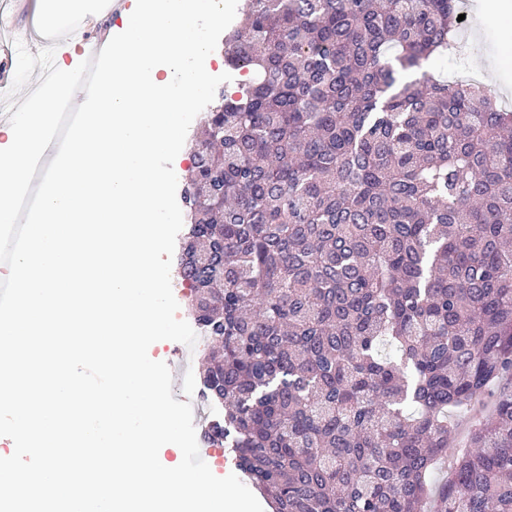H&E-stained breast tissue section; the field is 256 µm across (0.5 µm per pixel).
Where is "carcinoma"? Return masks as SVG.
<instances>
[{
    "instance_id": "carcinoma-1",
    "label": "carcinoma",
    "mask_w": 512,
    "mask_h": 512,
    "mask_svg": "<svg viewBox=\"0 0 512 512\" xmlns=\"http://www.w3.org/2000/svg\"><path fill=\"white\" fill-rule=\"evenodd\" d=\"M458 0H247L178 276L271 512H512V110L425 70ZM492 397L448 476L452 416Z\"/></svg>"
}]
</instances>
